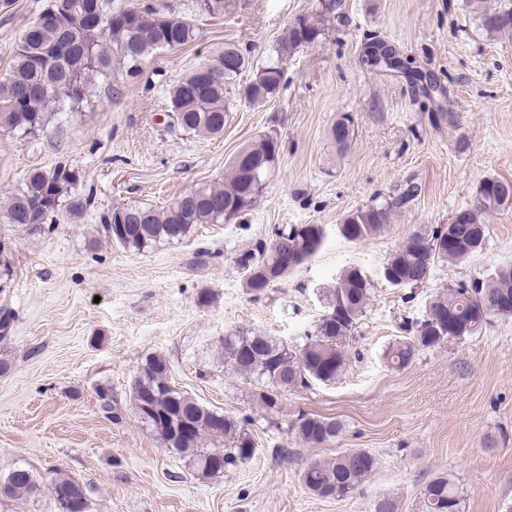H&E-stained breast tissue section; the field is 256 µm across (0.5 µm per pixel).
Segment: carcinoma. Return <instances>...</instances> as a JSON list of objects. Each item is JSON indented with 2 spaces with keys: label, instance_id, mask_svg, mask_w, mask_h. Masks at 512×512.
<instances>
[{
  "label": "carcinoma",
  "instance_id": "carcinoma-1",
  "mask_svg": "<svg viewBox=\"0 0 512 512\" xmlns=\"http://www.w3.org/2000/svg\"><path fill=\"white\" fill-rule=\"evenodd\" d=\"M483 30L512 36V0L490 7L486 0H469ZM226 0H193L195 15L224 16ZM199 35L194 20L156 3H140L112 11L109 0H48L46 7L22 30L12 49L9 69L0 76V131L34 136L55 116L76 112L95 94L98 82L114 73L135 78L142 64L159 51L193 43ZM320 30L303 18L275 47L277 61L252 65L236 42H226L204 67L183 76L168 91L167 111L178 117L177 130L204 138L224 134L229 88L250 73L246 101L260 106L283 85L282 58L313 44ZM339 149L350 140V119L343 115L331 127ZM280 146L277 136L265 133L242 148L230 162L224 181L200 183L162 206L130 203L98 213L105 238L132 251H144L181 241L198 224H222L236 219L259 198L267 176L276 166ZM82 174L70 164L49 170L33 169L20 186L4 193L0 224H55L65 216L81 217L94 207L93 193H79ZM415 188L409 186L396 198L372 203L347 214L338 225L340 234L356 242L380 234L393 208L409 202ZM512 204V182L487 178L475 188L474 204L456 212L447 224L417 231L392 251L382 267V278L396 288L414 289L425 283L439 262H463L483 249L486 214ZM325 239L321 224L277 227L267 240L256 243L237 259L247 293L260 298L268 288L314 257ZM293 264L280 265L283 256ZM371 281L358 267L344 269L336 286L324 291L325 311L305 343L290 347L252 329L224 336V359L234 372L260 385L254 393L257 406L274 413L284 393L312 381L330 383L344 370L348 352L343 339L351 336L366 311ZM512 296V264L499 266L489 275H478L469 284L445 288L429 298L422 319L411 326V335L394 340L384 357L389 366L403 369L422 350L470 335L494 316H512V308L498 305ZM13 312L0 306V374L13 364L8 340ZM170 366L161 355L145 359L134 377L130 401L142 411L140 421L152 429L162 447L189 460L204 477L224 472L251 460L257 443L246 428L248 419L205 407L170 382ZM100 408L113 420L122 409L112 389L98 390ZM334 420L302 415L291 430L308 445H321L336 437ZM377 468L376 457L353 449L329 459H314L300 473L302 487L319 498L350 496ZM8 497H26L37 491L32 473L13 470L4 480ZM82 500L78 512H90L91 502L82 485L66 477L51 484L56 504L62 494ZM420 512H464V498L445 473L424 481L419 493Z\"/></svg>",
  "mask_w": 512,
  "mask_h": 512
}]
</instances>
